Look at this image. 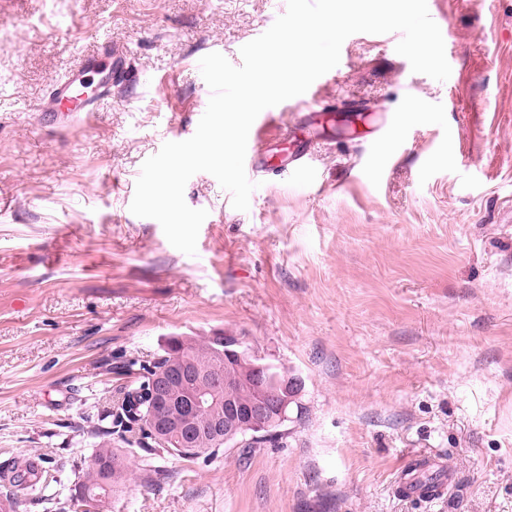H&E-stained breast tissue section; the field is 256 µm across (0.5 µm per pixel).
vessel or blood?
Here are the masks:
<instances>
[{"label":"vessel or blood","mask_w":512,"mask_h":512,"mask_svg":"<svg viewBox=\"0 0 512 512\" xmlns=\"http://www.w3.org/2000/svg\"><path fill=\"white\" fill-rule=\"evenodd\" d=\"M124 76L123 50L107 41L100 43L95 52L83 55L74 68L53 83L43 100V115L52 122H68L77 113L95 111L99 101L111 92L113 82ZM294 106L299 123L310 125L324 118V107L314 91L297 96ZM252 128L245 157V171L250 177L269 170L288 175L307 170L314 147L311 138H269L264 121L259 119Z\"/></svg>","instance_id":"1"}]
</instances>
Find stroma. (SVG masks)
Instances as JSON below:
<instances>
[{
    "instance_id": "35a3bbf8",
    "label": "stroma",
    "mask_w": 512,
    "mask_h": 512,
    "mask_svg": "<svg viewBox=\"0 0 512 512\" xmlns=\"http://www.w3.org/2000/svg\"><path fill=\"white\" fill-rule=\"evenodd\" d=\"M451 74L356 33L319 89L313 181L270 172L248 211L209 173L196 255L130 211L143 162L192 137L267 0H0V465L45 455L62 512L127 384L172 336L226 332L305 381L274 443L168 457L96 512H512V0H437ZM126 83L58 126L39 104L98 41ZM393 118L380 138L369 118ZM445 479L424 502L417 468Z\"/></svg>"
}]
</instances>
